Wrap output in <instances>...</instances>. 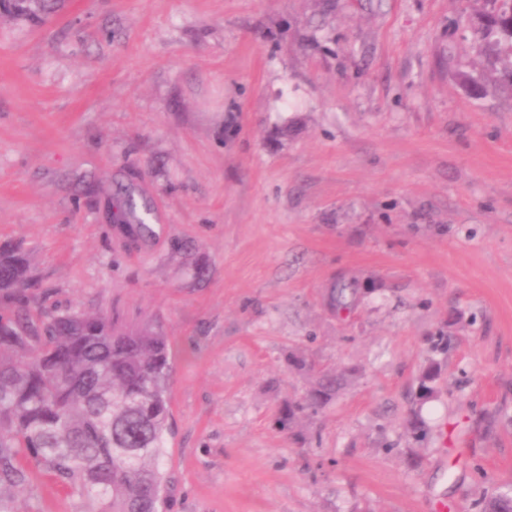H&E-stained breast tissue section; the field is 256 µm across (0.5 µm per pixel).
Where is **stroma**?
<instances>
[{
  "mask_svg": "<svg viewBox=\"0 0 512 512\" xmlns=\"http://www.w3.org/2000/svg\"><path fill=\"white\" fill-rule=\"evenodd\" d=\"M475 8L0 14V248L26 257L38 310L168 337L171 512H476L512 488V85L471 47ZM127 191L152 235L113 224ZM343 283L362 301L338 313ZM326 371L336 396L279 431ZM17 506L87 508L39 470ZM441 365L437 362H429L423 370L419 381V400L425 401L433 398L438 388L436 384L441 377Z\"/></svg>",
  "mask_w": 512,
  "mask_h": 512,
  "instance_id": "stroma-1",
  "label": "stroma"
}]
</instances>
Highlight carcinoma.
<instances>
[{"label": "carcinoma", "instance_id": "cac0c4a2", "mask_svg": "<svg viewBox=\"0 0 512 512\" xmlns=\"http://www.w3.org/2000/svg\"><path fill=\"white\" fill-rule=\"evenodd\" d=\"M58 0H38L37 18ZM471 16L478 49L493 57L512 84V0H482ZM137 232L152 229L132 196L121 209ZM26 258L0 249V512H21L15 492L31 484L32 469L51 474L92 505L89 512H159L170 507L162 461L171 433L170 380L174 356L152 329L123 331L105 316L80 311L34 317ZM354 288H336L330 304L355 302ZM441 365L429 362L419 400L433 398ZM321 388L283 407L275 424L291 428L298 414L326 403ZM479 512H512V494L484 495Z\"/></svg>", "mask_w": 512, "mask_h": 512}]
</instances>
